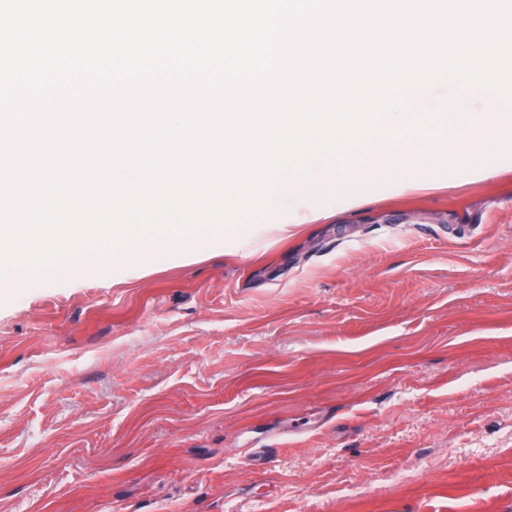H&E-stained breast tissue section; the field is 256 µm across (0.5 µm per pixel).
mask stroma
<instances>
[{"mask_svg":"<svg viewBox=\"0 0 512 512\" xmlns=\"http://www.w3.org/2000/svg\"><path fill=\"white\" fill-rule=\"evenodd\" d=\"M494 164L0 291V512H512V133Z\"/></svg>","mask_w":512,"mask_h":512,"instance_id":"1","label":"stroma"}]
</instances>
